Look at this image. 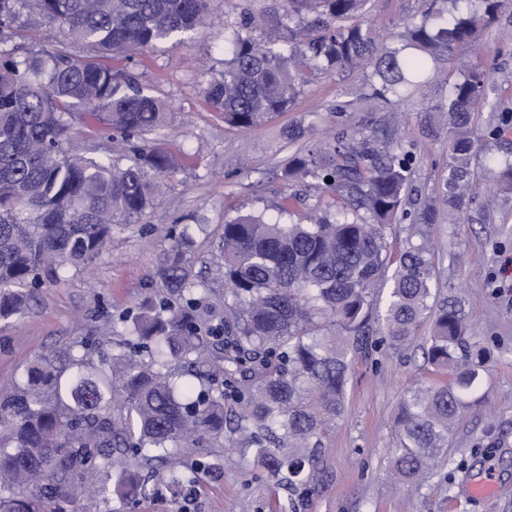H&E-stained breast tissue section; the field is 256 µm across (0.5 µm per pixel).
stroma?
Wrapping results in <instances>:
<instances>
[{"mask_svg": "<svg viewBox=\"0 0 512 512\" xmlns=\"http://www.w3.org/2000/svg\"><path fill=\"white\" fill-rule=\"evenodd\" d=\"M420 4L369 0L367 17L386 36ZM269 6L270 0H210L202 26L182 45L159 44L133 60H115V67L133 73L168 102L166 126L145 143L166 148L180 165L139 223L114 227L106 253L60 279H43L26 315L0 332V382L20 376L36 356L85 337L93 352L112 351L124 332L115 316L157 289V263L174 235L184 231L194 241V268L210 290L207 306L223 315L224 260L218 243L225 219L275 215L286 196L315 205L317 195L306 182L284 179L283 172L293 156L327 132L348 131L361 122L398 127L416 156L406 208H416L431 194L446 172L448 136L431 131L430 101L414 97L390 106L356 100L354 92L365 78L360 68L309 75L286 112L252 128H225L205 92L224 69L225 40L241 12ZM468 53L476 63L493 67L497 95L512 99V53L501 52L494 31L484 32ZM506 150L512 152V133L498 143L483 141L474 159L478 189L472 222L451 224L443 218L427 230L435 285L460 302L489 355L479 389L448 434L446 454L424 480L396 484L388 464L404 395L450 380L425 360L427 322L410 345L395 352L372 348L355 358L344 415L309 495L289 498L238 451L223 447L216 451L220 470L199 473L188 499L150 495L130 504H106L89 486L76 512H512V193L498 190L489 164L492 154ZM488 466L501 480L497 496H468L466 482Z\"/></svg>", "mask_w": 512, "mask_h": 512, "instance_id": "35a3bbf8", "label": "stroma"}]
</instances>
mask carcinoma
Instances as JSON below:
<instances>
[{"label": "carcinoma", "instance_id": "obj_1", "mask_svg": "<svg viewBox=\"0 0 512 512\" xmlns=\"http://www.w3.org/2000/svg\"><path fill=\"white\" fill-rule=\"evenodd\" d=\"M368 2L283 0L263 14L245 10L207 99L225 125L245 129L285 111L306 71L369 69L357 99L386 103L423 96L452 72L447 100L434 105L448 132V175L436 194L404 209L415 155L393 132H341L295 155L286 178L311 181L319 202L304 223L262 214L224 221L222 318L204 314L208 288L193 274L191 239L178 235L156 269L163 291L120 315L126 336L109 360L92 365L82 339L33 361L24 382L0 385V512H66L89 483L105 499L133 500L147 490L140 465L151 461L167 464L164 484L177 493L195 469L174 449L224 435L227 406L238 408L230 446L275 485L304 494L345 411L350 366L369 344L376 288L386 279L378 344L405 347L429 319L427 361L452 377L403 399L390 469L412 485L446 451L448 431L481 384L485 350L462 307L432 292L425 242L396 252L390 230L401 218L408 238H422L444 213L450 224L472 219L475 112L496 113L486 129L496 140L512 125V100L490 96L492 68L464 48L494 28L512 51V26L499 24L509 4L425 0L420 18L388 42L365 19ZM208 7L209 0H0L1 331L26 313L42 276L87 266L114 225L142 219L178 164L164 148L139 144L164 126L167 102L102 58L175 47ZM32 25L68 43L13 44ZM96 121L113 132L105 159L76 148ZM496 164L498 189L512 193V158Z\"/></svg>", "mask_w": 512, "mask_h": 512}]
</instances>
